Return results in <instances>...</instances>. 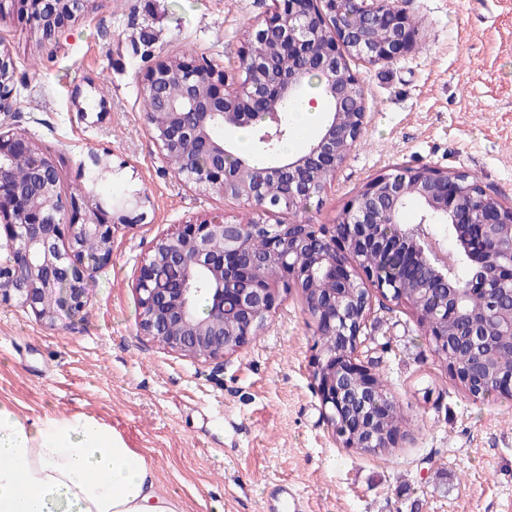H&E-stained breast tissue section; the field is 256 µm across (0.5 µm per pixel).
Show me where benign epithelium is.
<instances>
[{
	"label": "benign epithelium",
	"instance_id": "7a95c632",
	"mask_svg": "<svg viewBox=\"0 0 512 512\" xmlns=\"http://www.w3.org/2000/svg\"><path fill=\"white\" fill-rule=\"evenodd\" d=\"M342 0H275V10L251 33V42L270 45L266 55L243 51L247 79L232 87L226 70L195 55L159 60L145 71V93L167 113L152 127L165 159L180 154L173 170L204 190L253 204L263 215L283 205L279 195L288 183V200H310L322 193V175L335 172L359 142L366 112H347L343 102L364 100L360 80L348 59L376 65L397 60L413 46L407 16L393 0H356L365 22L355 28L336 23ZM77 0H38L27 19L53 37L75 18ZM288 54L296 65L281 71L271 57ZM319 72L326 94L336 101L315 137L293 157L257 168L238 155L234 170L225 168L233 145L212 134L248 127L258 144L281 135L278 112L300 91L303 77ZM181 87L177 98L162 97L164 84ZM14 66L0 53V107L13 97ZM26 165L33 185L16 184L8 168ZM467 175L430 167L404 168L367 182L346 205L340 220L325 224H237L226 219L188 221L177 232L155 240L136 280L138 326L168 350L193 359L238 353L263 329L281 293L294 291L305 302L315 327L317 353L312 378L323 417L343 448L391 447L400 429L386 425L396 403L379 392L377 378L361 362L371 293L405 303L420 323L427 322L430 296L448 323L436 326L434 342L456 336L473 353V370L457 375L467 391H480V373L493 375L502 389L512 388V364L498 361L501 336H512V307L495 312L472 309L469 300L512 299V209L480 188ZM58 170L30 140L0 133V228L8 258L0 261V304L12 301L30 308L49 325L61 315L77 316L89 298V270L112 257L117 229L146 218L148 198L139 192L112 205L76 203L63 211L56 201ZM417 207L419 221L404 224L399 213ZM393 224V232L382 225ZM262 237L265 253L245 259L251 241ZM95 244L96 256L84 253ZM403 269L390 283L379 276L375 260ZM175 264L178 277L157 286L160 266ZM208 284V316L194 308L198 275Z\"/></svg>",
	"mask_w": 512,
	"mask_h": 512
}]
</instances>
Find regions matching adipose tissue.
<instances>
[{"label":"adipose tissue","instance_id":"adipose-tissue-1","mask_svg":"<svg viewBox=\"0 0 512 512\" xmlns=\"http://www.w3.org/2000/svg\"><path fill=\"white\" fill-rule=\"evenodd\" d=\"M140 449L84 414L18 416L0 403V512H181Z\"/></svg>","mask_w":512,"mask_h":512}]
</instances>
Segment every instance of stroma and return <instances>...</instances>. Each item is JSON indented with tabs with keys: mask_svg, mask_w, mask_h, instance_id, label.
I'll return each mask as SVG.
<instances>
[{
	"mask_svg": "<svg viewBox=\"0 0 512 512\" xmlns=\"http://www.w3.org/2000/svg\"><path fill=\"white\" fill-rule=\"evenodd\" d=\"M53 42L25 17H0L17 92L0 132L23 128L56 165L63 195L90 154L111 151L101 187L149 198L144 223L115 234L74 318L49 326L0 305V402L31 420L84 413L140 449L158 491L184 512H276L282 486L308 512H502L512 503V398H472L406 305L373 295L361 360L408 419L382 452L342 448L311 377L314 329L283 295L261 334L216 360L173 353L138 328L136 278L152 243L190 219L243 224L254 206L176 175L143 108L141 56L194 54L234 71L273 0H84ZM414 46L390 63L354 59L365 95L362 140L305 210L285 224L336 223L371 179L431 166L477 179L512 207V0H398ZM94 99L87 118L75 91Z\"/></svg>",
	"mask_w": 512,
	"mask_h": 512,
	"instance_id": "obj_1",
	"label": "stroma"
}]
</instances>
